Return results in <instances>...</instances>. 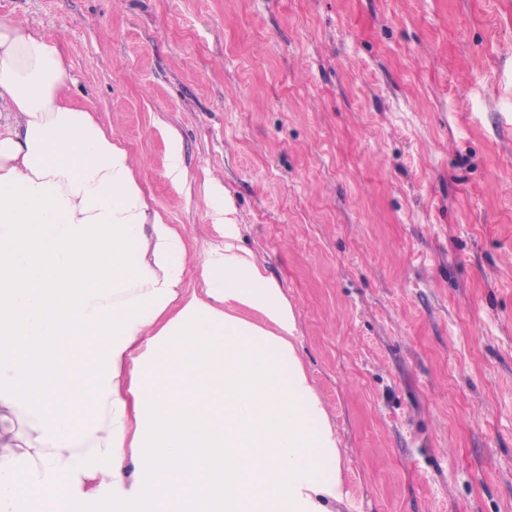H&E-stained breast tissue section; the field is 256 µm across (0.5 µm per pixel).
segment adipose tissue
Returning <instances> with one entry per match:
<instances>
[{
  "label": "adipose tissue",
  "instance_id": "ef3b65f1",
  "mask_svg": "<svg viewBox=\"0 0 512 512\" xmlns=\"http://www.w3.org/2000/svg\"><path fill=\"white\" fill-rule=\"evenodd\" d=\"M56 37L0 18V512H342L339 440L283 289L189 242L68 95Z\"/></svg>",
  "mask_w": 512,
  "mask_h": 512
}]
</instances>
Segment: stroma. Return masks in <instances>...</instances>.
Listing matches in <instances>:
<instances>
[{
	"mask_svg": "<svg viewBox=\"0 0 512 512\" xmlns=\"http://www.w3.org/2000/svg\"><path fill=\"white\" fill-rule=\"evenodd\" d=\"M193 254L283 288L344 512H512V0H0ZM184 188L164 176L167 130Z\"/></svg>",
	"mask_w": 512,
	"mask_h": 512,
	"instance_id": "1",
	"label": "stroma"
}]
</instances>
